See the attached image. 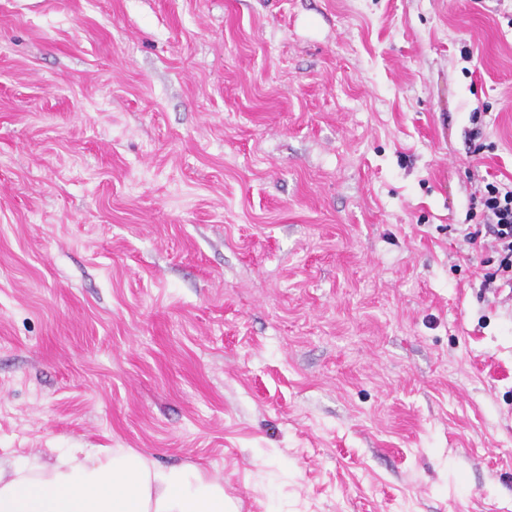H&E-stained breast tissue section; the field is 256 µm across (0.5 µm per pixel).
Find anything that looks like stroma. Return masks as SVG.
Here are the masks:
<instances>
[{
	"mask_svg": "<svg viewBox=\"0 0 512 512\" xmlns=\"http://www.w3.org/2000/svg\"><path fill=\"white\" fill-rule=\"evenodd\" d=\"M512 0H0V448L239 512H512ZM480 192L484 237L499 257L498 268L486 274L483 289L494 295L501 288L512 290V183L487 182Z\"/></svg>",
	"mask_w": 512,
	"mask_h": 512,
	"instance_id": "stroma-1",
	"label": "stroma"
}]
</instances>
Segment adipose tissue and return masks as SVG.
<instances>
[{
  "mask_svg": "<svg viewBox=\"0 0 512 512\" xmlns=\"http://www.w3.org/2000/svg\"><path fill=\"white\" fill-rule=\"evenodd\" d=\"M0 455V512H237L214 474L131 448Z\"/></svg>",
  "mask_w": 512,
  "mask_h": 512,
  "instance_id": "adipose-tissue-1",
  "label": "adipose tissue"
}]
</instances>
